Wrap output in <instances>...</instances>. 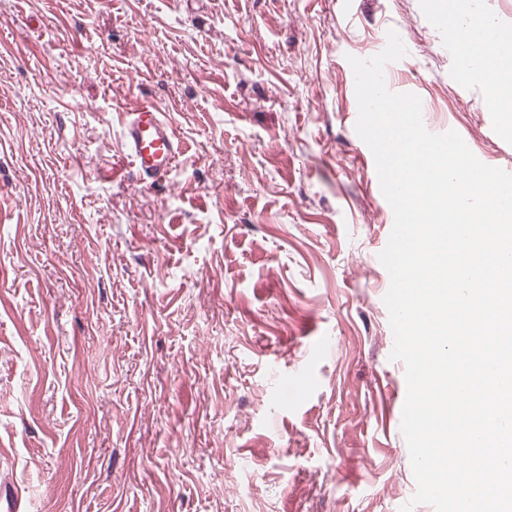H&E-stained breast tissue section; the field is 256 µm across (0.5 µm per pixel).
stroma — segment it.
I'll use <instances>...</instances> for the list:
<instances>
[{
  "instance_id": "35a3bbf8",
  "label": "stroma",
  "mask_w": 512,
  "mask_h": 512,
  "mask_svg": "<svg viewBox=\"0 0 512 512\" xmlns=\"http://www.w3.org/2000/svg\"><path fill=\"white\" fill-rule=\"evenodd\" d=\"M512 173L422 0H0V494L20 512H400L389 211L349 57ZM156 102L188 151L140 190ZM121 145L135 168L139 189L169 186L185 146L172 122L156 104L140 100L124 112Z\"/></svg>"
}]
</instances>
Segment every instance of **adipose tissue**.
I'll use <instances>...</instances> for the list:
<instances>
[{
  "instance_id": "obj_1",
  "label": "adipose tissue",
  "mask_w": 512,
  "mask_h": 512,
  "mask_svg": "<svg viewBox=\"0 0 512 512\" xmlns=\"http://www.w3.org/2000/svg\"><path fill=\"white\" fill-rule=\"evenodd\" d=\"M454 27L459 49H466L474 39L485 44L487 54L476 71H492V79L485 83L489 104L512 126V30L486 12L480 0H461Z\"/></svg>"
}]
</instances>
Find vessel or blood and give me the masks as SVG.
Listing matches in <instances>:
<instances>
[{
  "instance_id": "obj_1",
  "label": "vessel or blood",
  "mask_w": 512,
  "mask_h": 512,
  "mask_svg": "<svg viewBox=\"0 0 512 512\" xmlns=\"http://www.w3.org/2000/svg\"><path fill=\"white\" fill-rule=\"evenodd\" d=\"M121 145L135 168L137 186L151 190L171 183V173L185 153L183 141L164 111L138 101L124 112Z\"/></svg>"
}]
</instances>
